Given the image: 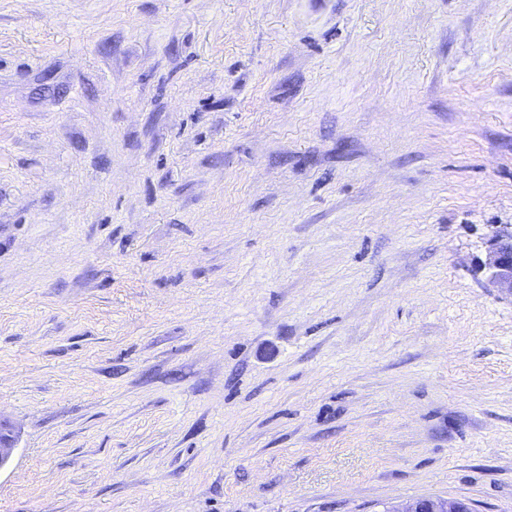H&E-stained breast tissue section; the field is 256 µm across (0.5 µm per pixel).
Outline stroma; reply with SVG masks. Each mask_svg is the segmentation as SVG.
<instances>
[{
    "label": "stroma",
    "mask_w": 512,
    "mask_h": 512,
    "mask_svg": "<svg viewBox=\"0 0 512 512\" xmlns=\"http://www.w3.org/2000/svg\"><path fill=\"white\" fill-rule=\"evenodd\" d=\"M512 0H0V512H512ZM485 260H478V270L489 283L512 296V224H496L486 242ZM15 445L16 433L14 427L0 418V469L10 461ZM385 512H471L467 503L458 499L425 497L392 506Z\"/></svg>",
    "instance_id": "obj_1"
}]
</instances>
